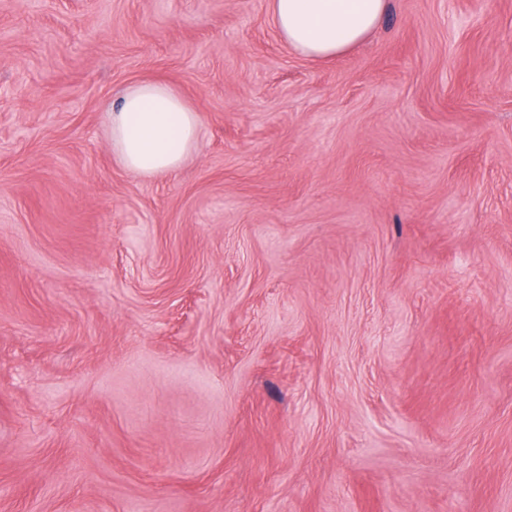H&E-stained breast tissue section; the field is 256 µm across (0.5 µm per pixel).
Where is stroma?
<instances>
[{
    "mask_svg": "<svg viewBox=\"0 0 512 512\" xmlns=\"http://www.w3.org/2000/svg\"><path fill=\"white\" fill-rule=\"evenodd\" d=\"M0 512H512V0H0ZM386 8L387 0H270L282 42L315 60L333 58L363 42ZM199 114L170 86L133 84L112 110V146L121 163L141 175L180 168L198 133Z\"/></svg>",
    "mask_w": 512,
    "mask_h": 512,
    "instance_id": "35a3bbf8",
    "label": "stroma"
}]
</instances>
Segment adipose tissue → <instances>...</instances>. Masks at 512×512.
<instances>
[{"label":"adipose tissue","mask_w":512,"mask_h":512,"mask_svg":"<svg viewBox=\"0 0 512 512\" xmlns=\"http://www.w3.org/2000/svg\"><path fill=\"white\" fill-rule=\"evenodd\" d=\"M387 0H270L284 44L298 55L326 60L363 42L379 25ZM199 114L170 86L141 82L112 111V145L121 163L145 176L172 172L189 155Z\"/></svg>","instance_id":"adipose-tissue-1"}]
</instances>
